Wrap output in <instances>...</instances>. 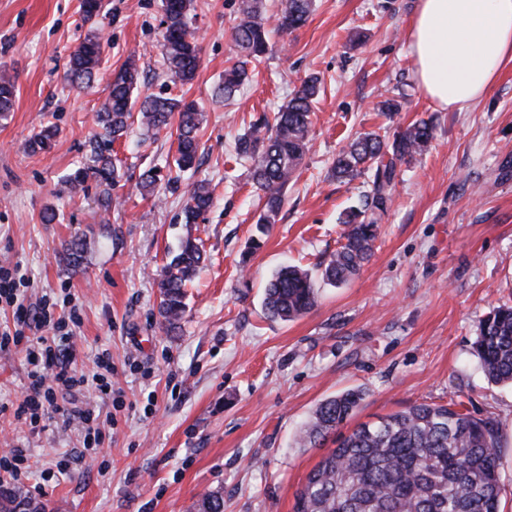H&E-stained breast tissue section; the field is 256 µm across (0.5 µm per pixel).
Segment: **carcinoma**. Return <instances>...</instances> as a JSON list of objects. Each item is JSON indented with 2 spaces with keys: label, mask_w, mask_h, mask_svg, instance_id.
Masks as SVG:
<instances>
[{
  "label": "carcinoma",
  "mask_w": 512,
  "mask_h": 512,
  "mask_svg": "<svg viewBox=\"0 0 512 512\" xmlns=\"http://www.w3.org/2000/svg\"><path fill=\"white\" fill-rule=\"evenodd\" d=\"M192 0H162L166 19L163 31L166 59L173 79L193 81L199 67V48L191 30ZM312 0H282L278 29L290 32L311 12ZM234 61L224 70L219 93L231 99L249 79L248 65H258L267 54L262 0H239L232 31ZM104 50L98 34L86 37L69 55L67 75L80 89L93 87ZM140 72L129 62L109 83V95L97 112L101 129L97 139L113 143L127 134L134 120L147 135L176 124V168L198 167L199 132L203 114L194 102L149 95L131 112ZM318 93V78L311 76L291 93L288 101L254 123L236 143L239 156L251 160L252 180L262 201L256 229L265 234L284 203L288 183L303 159L311 131V112ZM15 84L0 75V114L14 106ZM57 135L45 126L33 134L30 148L47 151ZM435 138V128L418 120L393 134L387 143L375 132H365L336 154L332 176L341 183L372 172L364 203L343 214L341 243L320 264L321 278L339 287L356 277L374 253L378 219L391 204L389 188L398 166L424 154ZM93 165L77 168L68 176L73 190H81L91 177L107 186L122 179L112 156L96 146ZM210 184L199 180L186 193L185 223L194 224L213 205ZM64 260L74 272L85 259V243L75 237L64 247ZM202 243L188 238L156 269L160 288L158 313L167 331L180 327L185 313V288L205 262ZM318 305V293L309 270L295 266L277 269L265 285L263 307L267 317L291 321ZM474 351L489 380L512 384V306L492 308L480 323ZM363 400L359 390H346L322 401L300 436L304 444L324 441L342 425ZM500 423L496 416L477 417L455 401L419 403L404 410L361 423L337 437L296 493L293 512H500ZM28 512H46L45 505L0 484V512H13L20 504ZM194 512H224V498L202 494Z\"/></svg>",
  "instance_id": "cac0c4a2"
}]
</instances>
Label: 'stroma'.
<instances>
[{"instance_id": "35a3bbf8", "label": "stroma", "mask_w": 512, "mask_h": 512, "mask_svg": "<svg viewBox=\"0 0 512 512\" xmlns=\"http://www.w3.org/2000/svg\"><path fill=\"white\" fill-rule=\"evenodd\" d=\"M264 3L269 52L227 101L218 87L238 0H195L201 66L183 85L167 72L161 0H104L87 23L81 0H0V74L15 82L14 107L0 116V263L28 273L31 300L47 294L76 307L77 368L93 371L96 353L108 349L121 390L119 405L97 404L114 420L99 448L84 449L77 428L36 435L8 413L0 415V452L24 448L30 478L21 489L48 512H193L214 489L224 512H292L324 454L297 443L322 400L363 391L346 433L457 396L472 414L501 423L500 509L512 512V385L488 381L473 354L482 319L512 305V63L479 102L448 112L420 89L407 54L415 0H314L306 24L290 33L276 28L281 0ZM94 31L105 50L83 90L67 80V62ZM131 60L141 73L138 97L161 93L202 108L204 159L155 203L137 184L150 169L167 175L176 139L131 128L113 145L124 177L104 208L95 179L74 191L65 178L88 163L108 83ZM311 75L320 90L309 149L262 248L250 251L261 206L235 144ZM393 92L405 103L387 117L377 103ZM418 119L433 121L435 138L401 165L370 262L342 287L320 285L310 313L267 319L261 301L272 272L288 263L318 272L337 247L341 213L369 189L366 175L331 178L338 149L365 132L391 139ZM44 125L58 127L54 144L31 152L28 141ZM201 179L213 206L184 223V192ZM50 211L56 219L44 223ZM76 235L87 243L77 273L63 258ZM189 236L202 240L207 259L187 288L180 329L169 332L155 271ZM27 370L18 350L0 351V404L22 396ZM61 461L66 475L44 481Z\"/></svg>"}]
</instances>
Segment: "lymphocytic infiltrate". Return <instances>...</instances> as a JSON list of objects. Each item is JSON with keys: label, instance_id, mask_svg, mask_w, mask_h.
<instances>
[{"label": "lymphocytic infiltrate", "instance_id": "1", "mask_svg": "<svg viewBox=\"0 0 512 512\" xmlns=\"http://www.w3.org/2000/svg\"><path fill=\"white\" fill-rule=\"evenodd\" d=\"M24 285L19 267L0 264V304L13 307L15 316L12 327L0 329V350L24 346L29 366L28 384L14 415L33 433L44 431L54 420L65 428L80 425L85 447H97L102 429L92 400L110 398L114 392L112 356L101 350L96 373H79L74 367L75 329L80 322L76 312L57 314L55 303L46 297L30 302Z\"/></svg>", "mask_w": 512, "mask_h": 512}]
</instances>
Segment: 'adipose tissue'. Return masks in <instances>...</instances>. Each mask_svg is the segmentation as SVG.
Returning a JSON list of instances; mask_svg holds the SVG:
<instances>
[{"mask_svg":"<svg viewBox=\"0 0 512 512\" xmlns=\"http://www.w3.org/2000/svg\"><path fill=\"white\" fill-rule=\"evenodd\" d=\"M408 54L426 96L464 111L512 62V0H417Z\"/></svg>","mask_w":512,"mask_h":512,"instance_id":"1","label":"adipose tissue"}]
</instances>
